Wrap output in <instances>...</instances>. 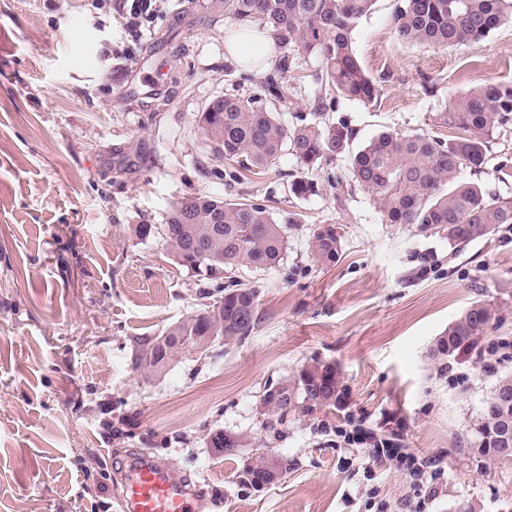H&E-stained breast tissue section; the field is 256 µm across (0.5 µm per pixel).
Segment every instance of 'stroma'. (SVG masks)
<instances>
[{
	"label": "stroma",
	"instance_id": "35a3bbf8",
	"mask_svg": "<svg viewBox=\"0 0 512 512\" xmlns=\"http://www.w3.org/2000/svg\"><path fill=\"white\" fill-rule=\"evenodd\" d=\"M396 0H376L353 33L378 80L373 104L337 98L362 147L382 131L441 133L432 117L460 92L512 83V24L445 52L400 42ZM222 0H164L140 42L113 9L90 0H0V512H121V474L138 451L179 470L220 512H512V460L470 453L465 439L492 379L512 370V230L452 254L448 241L385 223L361 188L338 190L348 163L321 165L312 194L289 183L302 165L283 152L263 175L214 159L198 117L216 96L258 90L260 72L226 74ZM314 58L281 82L287 125L310 117ZM512 197V124L496 128L481 173ZM207 194L266 206L288 221V249L266 271H242L260 322L242 344L186 356L165 372L135 371V340L201 309L200 286L161 236L173 203ZM333 224L335 263L315 262L313 231ZM497 317L481 353L436 371L430 348L474 302ZM336 364L340 408L269 422L263 390L310 359ZM433 459L412 481L370 448L348 445L350 423ZM239 435L235 456L209 433ZM283 460L256 490L252 459Z\"/></svg>",
	"mask_w": 512,
	"mask_h": 512
}]
</instances>
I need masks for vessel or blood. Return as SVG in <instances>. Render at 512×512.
I'll list each match as a JSON object with an SVG mask.
<instances>
[{"mask_svg": "<svg viewBox=\"0 0 512 512\" xmlns=\"http://www.w3.org/2000/svg\"><path fill=\"white\" fill-rule=\"evenodd\" d=\"M120 505L123 512H200L198 499L174 472L146 456L131 463Z\"/></svg>", "mask_w": 512, "mask_h": 512, "instance_id": "obj_1", "label": "vessel or blood"}]
</instances>
